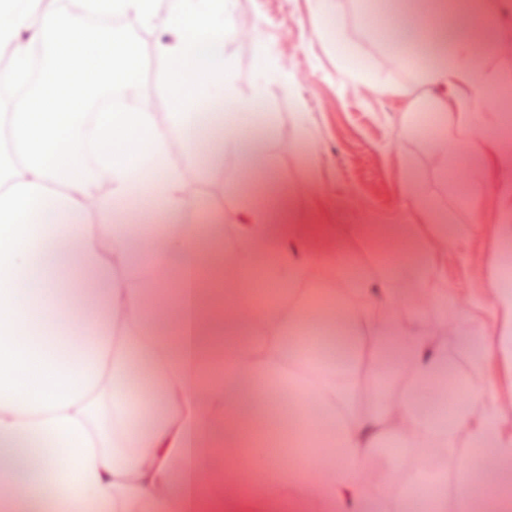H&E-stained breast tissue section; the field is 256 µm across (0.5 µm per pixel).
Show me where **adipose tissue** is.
Wrapping results in <instances>:
<instances>
[{
    "instance_id": "ef3b65f1",
    "label": "adipose tissue",
    "mask_w": 512,
    "mask_h": 512,
    "mask_svg": "<svg viewBox=\"0 0 512 512\" xmlns=\"http://www.w3.org/2000/svg\"><path fill=\"white\" fill-rule=\"evenodd\" d=\"M233 2L0 0V512H512V411L487 389H447L446 342L382 317L401 301L390 266L340 269L365 307L337 338L309 336L288 301L310 235L249 201L232 251L223 216L200 222L186 173L202 139L264 168L260 102L236 97L224 51ZM474 14V0H409L378 27L388 59L414 58L438 89L434 111H467L486 81L496 37ZM111 18L162 32L165 118L138 96L141 55ZM201 98L226 105L207 125ZM141 199L163 230L117 222ZM453 331L476 375L512 351V322L489 336L459 313ZM396 372L409 382L390 403L348 382ZM461 430L496 460L487 483L463 462L452 499L440 482L371 491L365 459L449 448ZM265 483L275 500L243 492Z\"/></svg>"
}]
</instances>
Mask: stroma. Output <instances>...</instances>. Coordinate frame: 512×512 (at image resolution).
I'll return each mask as SVG.
<instances>
[{"mask_svg":"<svg viewBox=\"0 0 512 512\" xmlns=\"http://www.w3.org/2000/svg\"><path fill=\"white\" fill-rule=\"evenodd\" d=\"M405 2L333 0L325 18L313 0H236V17L258 21L259 33L226 44L235 93L248 99L257 81L265 83V164L282 186L267 206L272 223L332 225L331 258L349 256L364 267L395 252L396 283L405 289L400 309L408 321H433L438 309L425 303V295L449 291L457 310L474 314L477 331L496 336L501 315L490 288L502 276L497 259L504 228L512 225V205H501L497 188L512 179V153L491 149L468 166L455 160L462 146L452 140L448 162L438 163L416 121L432 108L431 87L420 71L386 67L388 48L374 28L401 14ZM476 22L494 23L499 35L496 48L480 59L495 84L473 95L476 120L493 127L500 115L489 111V103L512 96V0H480ZM121 25L139 46L141 98L167 111L157 85L165 66L156 51L157 32L140 30L130 19ZM340 32L385 91L369 92L347 73L334 45ZM188 178L205 220L232 213L251 187L248 166L232 151ZM425 207L440 215L441 225L426 222ZM366 224H390L395 232L378 237L363 232ZM442 225L450 238L445 245L437 237ZM419 251L439 276L424 294L411 286Z\"/></svg>","mask_w":512,"mask_h":512,"instance_id":"35a3bbf8","label":"stroma"}]
</instances>
